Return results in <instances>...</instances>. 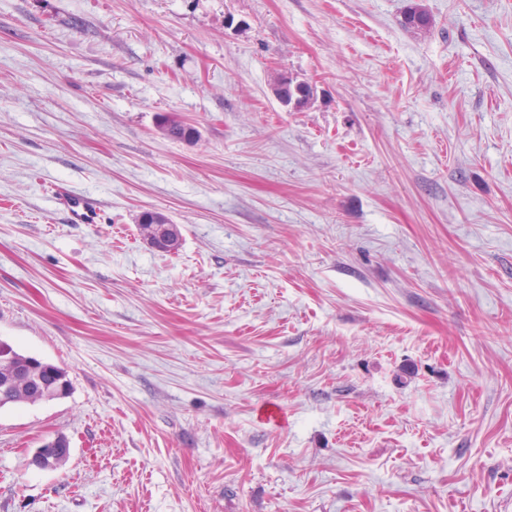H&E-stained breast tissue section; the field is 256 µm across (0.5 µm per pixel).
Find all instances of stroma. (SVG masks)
<instances>
[{
    "instance_id": "35a3bbf8",
    "label": "stroma",
    "mask_w": 512,
    "mask_h": 512,
    "mask_svg": "<svg viewBox=\"0 0 512 512\" xmlns=\"http://www.w3.org/2000/svg\"><path fill=\"white\" fill-rule=\"evenodd\" d=\"M410 2L0 0V341L72 384L0 512H512V0ZM403 25L419 32L429 31L435 24L433 16L419 3L411 4L404 14ZM273 93L281 103L299 111L315 101L316 86L306 81H296L292 76L281 73L275 79ZM58 200L64 205L68 220L72 224H96L101 213L100 204L93 198L72 194L64 187L59 186L56 191ZM160 222L165 223L168 219L163 215L159 214ZM150 228L148 230V237L145 239L147 245L151 248H157V245L162 243V239H173L181 233L179 224H173L169 219L167 224H150ZM155 236L156 238H153ZM57 439L45 442L34 452L31 463L41 470H53L55 458L69 454V448H57Z\"/></svg>"
}]
</instances>
